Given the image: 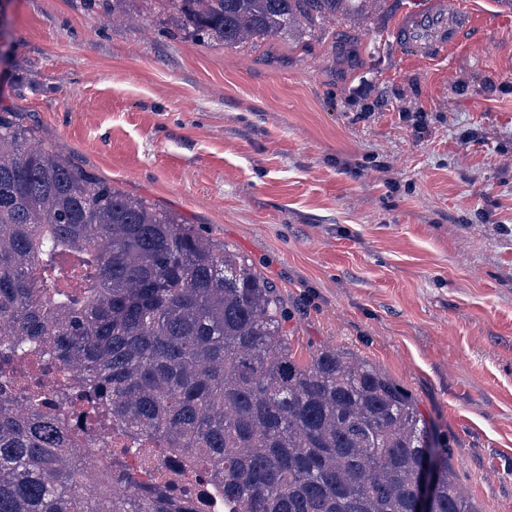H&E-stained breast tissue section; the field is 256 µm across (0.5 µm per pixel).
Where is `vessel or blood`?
<instances>
[{
    "label": "vessel or blood",
    "mask_w": 512,
    "mask_h": 512,
    "mask_svg": "<svg viewBox=\"0 0 512 512\" xmlns=\"http://www.w3.org/2000/svg\"><path fill=\"white\" fill-rule=\"evenodd\" d=\"M491 24L490 18L466 8L460 0H431L427 10L408 13L394 35L403 46L432 62L455 55L464 45V33Z\"/></svg>",
    "instance_id": "b4317fda"
}]
</instances>
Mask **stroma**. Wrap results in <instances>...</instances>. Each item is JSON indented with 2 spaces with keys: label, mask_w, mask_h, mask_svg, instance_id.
I'll list each match as a JSON object with an SVG mask.
<instances>
[{
  "label": "stroma",
  "mask_w": 512,
  "mask_h": 512,
  "mask_svg": "<svg viewBox=\"0 0 512 512\" xmlns=\"http://www.w3.org/2000/svg\"><path fill=\"white\" fill-rule=\"evenodd\" d=\"M396 0L335 36L198 41L130 0H0V108L78 167L238 252L293 354L406 391L478 512H512V11L431 64Z\"/></svg>",
  "instance_id": "stroma-1"
}]
</instances>
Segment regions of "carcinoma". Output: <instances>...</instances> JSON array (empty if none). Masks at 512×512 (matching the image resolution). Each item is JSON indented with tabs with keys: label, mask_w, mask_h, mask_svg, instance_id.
I'll use <instances>...</instances> for the list:
<instances>
[{
	"label": "carcinoma",
	"mask_w": 512,
	"mask_h": 512,
	"mask_svg": "<svg viewBox=\"0 0 512 512\" xmlns=\"http://www.w3.org/2000/svg\"><path fill=\"white\" fill-rule=\"evenodd\" d=\"M198 40L226 44L329 32L387 0H158ZM279 295L248 261L170 212L78 168L0 109V512H182L174 494L117 490L60 422L124 437L143 460L180 464L158 487L211 471L235 512H413L426 455L432 512H477L448 445L412 399L338 348L298 362ZM75 368L93 405L37 373Z\"/></svg>",
	"instance_id": "carcinoma-1"
}]
</instances>
